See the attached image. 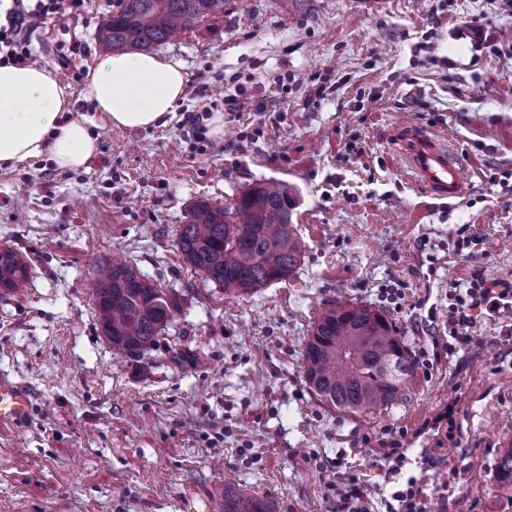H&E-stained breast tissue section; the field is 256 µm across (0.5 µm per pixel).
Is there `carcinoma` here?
I'll use <instances>...</instances> for the list:
<instances>
[{
  "instance_id": "obj_1",
  "label": "carcinoma",
  "mask_w": 512,
  "mask_h": 512,
  "mask_svg": "<svg viewBox=\"0 0 512 512\" xmlns=\"http://www.w3.org/2000/svg\"><path fill=\"white\" fill-rule=\"evenodd\" d=\"M102 24L106 51L128 53L162 45L209 17L224 0H118ZM288 184L268 180L244 189L228 205L197 201L181 225L177 246L184 263L226 293L247 295L291 277L304 246L292 224ZM32 275L20 251L0 250V289L16 293ZM96 307L112 349L136 357L150 349L180 310L175 289L156 287L130 265L102 262L95 270ZM306 381L326 405L344 413L387 407L402 395L413 361L392 323L364 305L332 303L322 309L303 351ZM502 489L512 493V448L498 465ZM224 512H272L242 490H224Z\"/></svg>"
}]
</instances>
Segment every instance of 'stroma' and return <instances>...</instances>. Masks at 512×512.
Wrapping results in <instances>:
<instances>
[{
  "mask_svg": "<svg viewBox=\"0 0 512 512\" xmlns=\"http://www.w3.org/2000/svg\"><path fill=\"white\" fill-rule=\"evenodd\" d=\"M116 3L48 16L25 34L31 63L80 90ZM154 51L187 74L174 116L96 121L98 152L78 171L46 157L0 169V247L33 264L0 298V375L34 392L27 423L0 430V512H224L228 487L273 512H345L336 487L350 476L384 485L374 512H401L392 440L425 512H512L497 478L512 309H472L469 343L448 347L455 285L512 284V0H225ZM243 89L255 108L230 110ZM203 107L223 115L220 134L185 125ZM410 126L464 160L460 197L417 186L398 151ZM269 179L296 199L304 260L286 281L223 293L180 258L179 226L196 201ZM465 236L478 245L457 251ZM103 260L182 295L139 357L102 334ZM334 301L384 311L411 353L387 408L336 411L305 380L303 347ZM448 404L447 430L433 429Z\"/></svg>",
  "mask_w": 512,
  "mask_h": 512,
  "instance_id": "35a3bbf8",
  "label": "stroma"
}]
</instances>
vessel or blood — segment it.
<instances>
[{"mask_svg": "<svg viewBox=\"0 0 512 512\" xmlns=\"http://www.w3.org/2000/svg\"><path fill=\"white\" fill-rule=\"evenodd\" d=\"M401 151L409 159L419 182L433 195L453 198L463 189V166L431 138L405 131ZM31 389L0 376V429L18 428L26 423L32 406Z\"/></svg>", "mask_w": 512, "mask_h": 512, "instance_id": "b4317fda", "label": "vessel or blood"}]
</instances>
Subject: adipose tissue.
<instances>
[{
  "label": "adipose tissue",
  "instance_id": "1",
  "mask_svg": "<svg viewBox=\"0 0 512 512\" xmlns=\"http://www.w3.org/2000/svg\"><path fill=\"white\" fill-rule=\"evenodd\" d=\"M187 86L179 62L148 53H101L80 93L36 65L0 64V168L48 157L62 170L83 168L97 153L76 96L92 102L116 128L144 129L176 109Z\"/></svg>",
  "mask_w": 512,
  "mask_h": 512
}]
</instances>
